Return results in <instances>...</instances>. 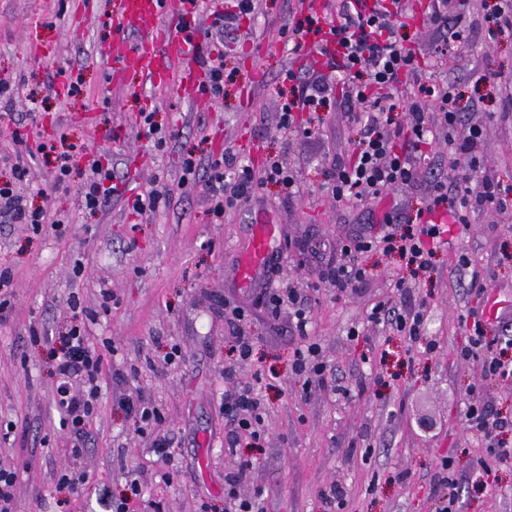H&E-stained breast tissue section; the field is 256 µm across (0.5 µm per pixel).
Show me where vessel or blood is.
Here are the masks:
<instances>
[{
  "label": "vessel or blood",
  "instance_id": "b4317fda",
  "mask_svg": "<svg viewBox=\"0 0 512 512\" xmlns=\"http://www.w3.org/2000/svg\"><path fill=\"white\" fill-rule=\"evenodd\" d=\"M186 8L185 0H115L112 14L115 37L106 73L108 82H116L124 71L133 69L145 83L164 85L170 78V71L157 62L163 55L181 66L182 86L194 87V63L189 44L195 35L184 27ZM130 31L139 32L137 41L127 40L126 34ZM278 245L277 224L258 220L255 234L236 270L242 288H253Z\"/></svg>",
  "mask_w": 512,
  "mask_h": 512
}]
</instances>
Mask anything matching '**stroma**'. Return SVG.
Instances as JSON below:
<instances>
[{"label": "stroma", "mask_w": 512, "mask_h": 512, "mask_svg": "<svg viewBox=\"0 0 512 512\" xmlns=\"http://www.w3.org/2000/svg\"><path fill=\"white\" fill-rule=\"evenodd\" d=\"M431 6L432 0H411L401 19L404 44L428 77L457 85L458 136L483 126L479 165L512 190V86L475 83L486 71L512 77V38L485 40L487 11L481 0H467L459 36L447 61H440L439 36L426 19ZM297 7L298 0H256L251 14L221 34L212 30L210 12L232 10L233 2L204 0L197 39L223 52L225 70L235 74L223 102L213 103L180 96L177 70L164 86L143 85L134 72L121 84H106L110 0H0V79L19 90L11 112L0 113V146L38 119L45 133L60 127L69 142L85 145L89 159L111 168L117 186L106 205L88 210L79 194L83 170L56 190L52 166L26 154L30 176L23 194L55 213L66 231L36 235L26 225L0 223V268L12 273V308L0 324V426H11L12 433L0 442V466L19 473L14 512H103L99 488L120 494L132 476L145 486L143 512L154 502L162 512H227L224 475L246 459L255 467L241 492L261 488L264 512H327L321 492L333 483L346 494L342 512H438L447 490L437 465L446 455L458 480V512H512V460L493 464L488 474L479 470L484 443L465 424L475 386L491 412L512 417V384L482 379L475 362L459 357L468 336L459 317L477 304L471 271L512 297V223L470 212L467 226L452 225L426 276L413 275L398 255L372 252L363 261L373 275L349 298L337 300L334 288L319 282L320 262L308 246L336 245L395 205L415 214L432 177L447 172L448 154L432 146L419 182L374 206H339L323 187L324 171L353 149L350 105L323 112L309 139L279 127L290 94L283 74L294 57L277 31L292 22ZM61 68L79 76L80 93L56 95L50 79ZM33 92L44 99V111L33 112ZM143 108L156 110L158 122L177 134L163 150L138 135L135 116ZM227 148L256 165L267 154L283 155L298 193L288 198L269 185L263 203L215 219L200 188L181 186V157L191 151L205 161ZM158 181L172 191L168 204L149 215L132 211L129 198ZM261 212L280 226V279L308 303L310 337L347 394L302 391L293 371L300 341L288 309L274 315L252 306L251 291L235 280L238 256ZM463 257L468 267L460 266ZM400 279L411 299L428 306L416 344L366 321L371 304L398 300ZM228 303L245 311L252 341L245 361L224 320ZM77 309L88 314L91 344L108 343L112 351L86 452L73 463L71 435L53 401L47 340L71 325ZM429 341L434 351L426 350ZM175 348L184 361L174 368L165 358ZM229 370L235 382L261 385V443L245 434L228 442ZM140 390L164 417L167 458L133 433L119 404ZM70 466L85 476L77 496L57 483L60 470ZM165 472L171 480H162Z\"/></svg>", "instance_id": "35a3bbf8"}]
</instances>
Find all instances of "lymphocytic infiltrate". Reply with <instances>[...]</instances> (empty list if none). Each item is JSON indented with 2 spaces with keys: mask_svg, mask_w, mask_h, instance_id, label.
Masks as SVG:
<instances>
[{
  "mask_svg": "<svg viewBox=\"0 0 512 512\" xmlns=\"http://www.w3.org/2000/svg\"><path fill=\"white\" fill-rule=\"evenodd\" d=\"M403 13L402 0H376L371 6L365 0H337L334 18L308 14L279 31L293 52L311 48L317 55L311 66L302 65L285 74L293 96L281 108V129L308 138L320 125L322 110L342 102L355 107L350 115L356 128L353 153L349 159H336L325 172V187L338 203L374 201L412 185L420 178L417 161L425 157L427 147L436 142L448 147L447 179L430 183L424 209L417 211L402 233L347 237L336 256L329 258L319 278L333 286L340 298L370 277L362 257L374 250L399 255L414 273L432 272L435 244L444 232L443 226L432 220L436 212L452 214L456 223L464 225L469 211L477 207L493 205L500 216L512 211V200L503 194L495 175L476 171L470 162L484 140L483 127L471 126L466 138L457 136L460 112L456 86L426 77L398 38L397 22ZM37 150L42 156H55L53 186L57 189L64 186L82 155L62 132L38 141ZM28 177L22 162L11 164L9 179L0 182V223L25 224L38 233L52 220L46 209L32 206L21 193L19 186ZM180 184L201 188L212 212L219 216L250 202H261L260 191L267 184L278 186L288 197L297 192L293 171L281 156L271 154L254 166L225 152L210 157L202 166L194 153L188 152L182 159ZM285 301L294 307L295 328L305 342L295 352L294 372L303 390L327 387L333 373L319 361V350L309 341L307 307L298 304L293 293L284 299L264 285L255 291L256 305L271 312H278ZM425 315L422 301L399 306L379 301L368 310L367 321L400 332L415 343ZM462 322L469 332L462 358L478 361L482 377L512 383V363L494 355L493 344L485 336L482 309L469 310ZM105 369L104 354L91 346L80 326H71L60 336L54 400L74 437L72 457H82L85 452V427L95 412ZM121 406L134 431L152 436L155 453L165 455L169 442L159 430L163 417L144 392L123 398ZM224 411L235 431L246 432L257 442L262 440L261 400L253 386L239 387L228 398ZM465 423L481 433L485 442L488 458L480 463L483 471H490L492 463L512 458V443L504 437L512 430L511 419L496 416L474 401L467 408Z\"/></svg>",
  "mask_w": 512,
  "mask_h": 512,
  "instance_id": "obj_1",
  "label": "lymphocytic infiltrate"
}]
</instances>
